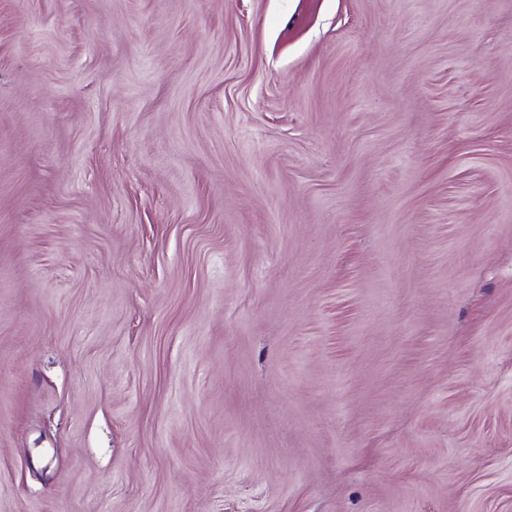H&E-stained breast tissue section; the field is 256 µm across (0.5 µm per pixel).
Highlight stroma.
<instances>
[{"label": "stroma", "mask_w": 512, "mask_h": 512, "mask_svg": "<svg viewBox=\"0 0 512 512\" xmlns=\"http://www.w3.org/2000/svg\"><path fill=\"white\" fill-rule=\"evenodd\" d=\"M0 512H512V0H0Z\"/></svg>", "instance_id": "stroma-1"}]
</instances>
